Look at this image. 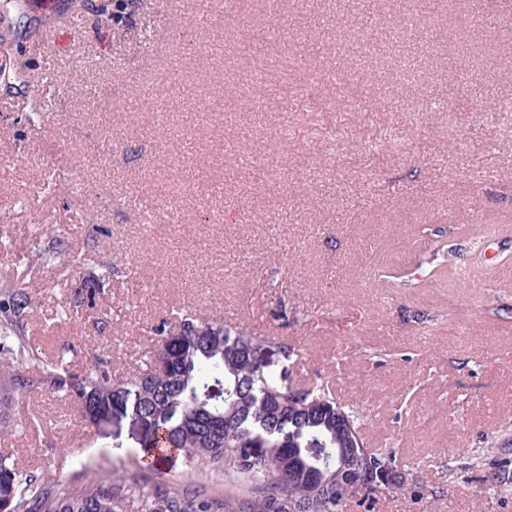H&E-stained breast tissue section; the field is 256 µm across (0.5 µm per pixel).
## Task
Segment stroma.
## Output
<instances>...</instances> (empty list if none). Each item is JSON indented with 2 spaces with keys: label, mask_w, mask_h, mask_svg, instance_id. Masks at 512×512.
Wrapping results in <instances>:
<instances>
[{
  "label": "stroma",
  "mask_w": 512,
  "mask_h": 512,
  "mask_svg": "<svg viewBox=\"0 0 512 512\" xmlns=\"http://www.w3.org/2000/svg\"><path fill=\"white\" fill-rule=\"evenodd\" d=\"M366 7L427 10L445 32L478 11L512 18V0ZM197 9L154 0L122 27L75 29L0 0V219L13 238L0 280H58L29 345L50 358L94 339L93 319L63 324L56 311L85 269L113 263L95 303L112 313L113 372L136 373L154 326L185 307L287 339L300 356L272 354L277 371L328 383L361 410L369 446L408 464L405 490L373 512H512V114L442 102L451 87L512 102V41L479 29L427 49L395 42L360 27L347 0H283L275 15L243 0L203 27ZM247 22L280 26L267 79L295 90L255 112L244 96L258 60L238 47ZM411 60L424 80L396 82ZM356 74L383 109L350 111ZM147 97L154 111L130 109ZM218 97L233 108L209 111ZM52 225L78 247L97 236L61 277L24 260ZM11 414L22 431L0 439V456L52 484L130 475L146 440L130 420L88 426L45 395L14 396ZM157 484L243 491L222 468L182 462H160L146 481Z\"/></svg>",
  "instance_id": "1"
}]
</instances>
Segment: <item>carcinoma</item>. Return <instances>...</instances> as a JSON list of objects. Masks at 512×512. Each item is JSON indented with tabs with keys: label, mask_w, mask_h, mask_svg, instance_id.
Here are the masks:
<instances>
[{
	"label": "carcinoma",
	"mask_w": 512,
	"mask_h": 512,
	"mask_svg": "<svg viewBox=\"0 0 512 512\" xmlns=\"http://www.w3.org/2000/svg\"><path fill=\"white\" fill-rule=\"evenodd\" d=\"M485 15L473 14L450 33L456 41L484 25ZM415 18L394 17L390 33L404 39L414 31ZM74 258L57 229L34 235L26 260L32 267L62 272ZM112 274L90 272L71 289L62 318L94 301L101 282ZM44 281H0V436L16 431L9 414L13 393L47 392L67 400L85 421L97 424L109 415H133L147 424V447L140 467L152 470L160 461L156 448L168 449L164 459L224 466L228 477L245 483L240 495L222 498L198 487L152 490L137 476L125 481L112 473H90L84 487L46 485L33 472L22 474L0 457V512H346L391 496L403 488L399 480L364 494L347 472L350 463L338 455L336 428L346 421L365 442L363 415L343 403L328 387L295 388L273 365L261 363L274 349L289 362L298 349L276 336L245 328L224 327L201 313H180L175 321L154 326L157 345L147 368L127 379L112 373L107 345L85 348L86 368L70 370L66 355L43 362L26 341L29 317L38 304ZM373 465L399 464L394 448L361 451Z\"/></svg>",
	"instance_id": "obj_1"
}]
</instances>
